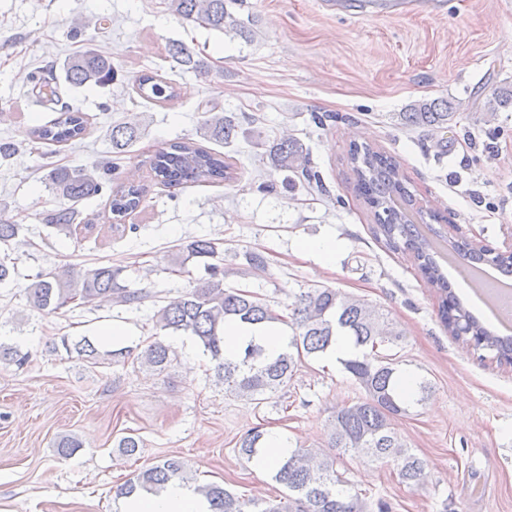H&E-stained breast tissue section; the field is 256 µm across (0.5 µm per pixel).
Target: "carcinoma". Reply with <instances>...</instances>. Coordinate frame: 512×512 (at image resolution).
<instances>
[{"mask_svg": "<svg viewBox=\"0 0 512 512\" xmlns=\"http://www.w3.org/2000/svg\"><path fill=\"white\" fill-rule=\"evenodd\" d=\"M167 8L185 20L231 36L249 38L251 31L236 20L228 10L229 0H167ZM171 62L181 69L195 71L205 68L194 50L175 40L168 50ZM64 82L70 87L102 85L114 80L117 70L112 57L95 50H84L63 64ZM39 102L45 106L61 102V90L50 70L32 78ZM136 93L143 99L165 102L175 97L171 83L156 74H144L136 81ZM512 105V89L493 92L484 107L496 112ZM457 107L446 99L418 100L405 112L396 113L404 127L442 131L454 121ZM87 130L82 112L61 107L58 115L32 130V139L39 144L67 146L80 140ZM141 115L132 113L126 121L112 126V159L85 168L55 166L46 174L49 190L68 206L48 213V226L70 235L79 226L78 205L101 193L104 183L112 181V172L119 161L144 135ZM239 123L223 112H204L197 129L203 140L228 145L238 137ZM268 155L275 169L286 172L290 185L322 186L320 175L313 170L309 150L297 138H283L269 147ZM347 162L355 176L359 196L377 221V234L386 244L412 255L418 270L438 300V315L448 332L475 352H488L501 364L512 365V341H505L481 326L462 306L448 285V278L436 266L418 227L404 221L392 206L394 197L406 205H414L413 195L405 186L406 178L397 162L369 144H353ZM153 180L167 188L233 179L231 164L224 153L191 139L177 141L155 150L150 159ZM145 188L133 182L112 188L109 202L113 220L120 222L141 204ZM217 256L215 244L206 239H192L179 245L174 266L182 271L188 263L204 264L208 278L198 280L189 289L167 301L156 313V325L166 331L194 337L215 362L214 377L224 384V392L261 404L271 395L288 386L303 357H319L337 344L343 336L352 352L340 360L343 369L363 389L365 397L336 408L326 449L283 444L285 451L276 458L274 480L288 490L277 501L245 499L224 486L208 483L196 486L209 505L210 512H369L365 495L347 489L348 481L336 469L340 458L365 456L372 461H391L401 481L419 486L426 478L425 463L405 448L391 431V421L409 412V402L400 391L399 360L394 354H383L380 348L396 347L404 332L379 308L333 288H311L295 297L288 313L280 314L267 303L247 291L224 287V267L211 262ZM122 265L87 266L77 272L65 268L37 274L25 286L30 305L46 313H58L73 306L106 301L114 305L142 303L151 294L126 285ZM288 322L292 336L286 349L275 357L266 353L259 343L249 342L240 359L224 357V324L260 326ZM62 347L75 351L88 364L96 366L107 361L114 365L134 359L161 374L174 359L171 346L155 340L136 353L131 347L101 352L87 338L76 342L61 339ZM267 444L260 428L247 431L238 442V453L252 460ZM184 463L165 458L137 473L116 491L123 497L137 491L155 492L169 481H188Z\"/></svg>", "mask_w": 512, "mask_h": 512, "instance_id": "carcinoma-1", "label": "carcinoma"}]
</instances>
